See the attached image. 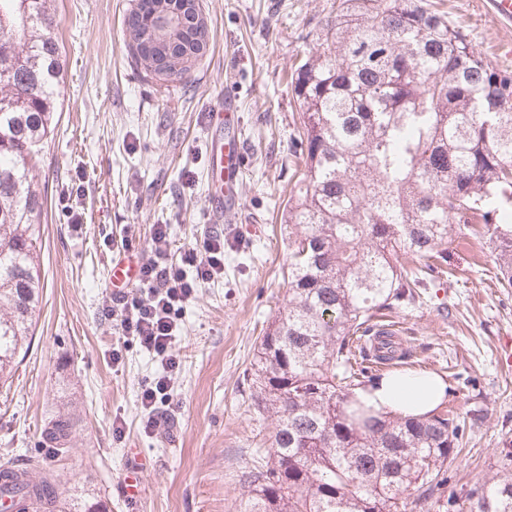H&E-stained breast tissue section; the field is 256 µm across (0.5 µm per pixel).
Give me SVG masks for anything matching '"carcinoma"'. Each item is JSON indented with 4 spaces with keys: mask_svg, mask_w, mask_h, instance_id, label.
Instances as JSON below:
<instances>
[{
    "mask_svg": "<svg viewBox=\"0 0 512 512\" xmlns=\"http://www.w3.org/2000/svg\"><path fill=\"white\" fill-rule=\"evenodd\" d=\"M316 54L291 72L303 169L288 198V299L264 330L252 405L275 419L263 463L247 473L245 512H448V462L463 428L443 412L375 415L355 398L373 365L374 312L415 303V264L445 258L460 227L481 225L501 285L512 288V74L490 67L428 0H336ZM49 0H0V380L10 376L40 310L38 146L61 80ZM133 39L162 30L137 0ZM70 414L44 425L68 452ZM106 512L64 497L42 459L0 455V505L15 512ZM470 512H512V465Z\"/></svg>",
    "mask_w": 512,
    "mask_h": 512,
    "instance_id": "carcinoma-1",
    "label": "carcinoma"
}]
</instances>
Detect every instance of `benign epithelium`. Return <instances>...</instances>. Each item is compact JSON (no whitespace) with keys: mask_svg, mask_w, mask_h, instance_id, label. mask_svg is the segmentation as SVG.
I'll return each instance as SVG.
<instances>
[{"mask_svg":"<svg viewBox=\"0 0 512 512\" xmlns=\"http://www.w3.org/2000/svg\"><path fill=\"white\" fill-rule=\"evenodd\" d=\"M180 5L181 11L178 12L172 9V3L169 0H152V16H169L179 20L182 11L194 14L196 35L193 49L184 53L176 51L182 38V26L180 25L173 29L171 35L154 36L148 40H133L130 43V48L135 55L159 76H165L173 69L192 67L209 44V28L200 10L198 0H182Z\"/></svg>","mask_w":512,"mask_h":512,"instance_id":"7a95c632","label":"benign epithelium"}]
</instances>
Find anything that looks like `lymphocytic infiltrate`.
<instances>
[{
	"mask_svg": "<svg viewBox=\"0 0 512 512\" xmlns=\"http://www.w3.org/2000/svg\"><path fill=\"white\" fill-rule=\"evenodd\" d=\"M151 251L133 289L112 297L108 308L120 339L138 342L163 367L162 374L141 392V405L147 413L144 429L148 432L159 424L156 413L167 403L170 375L180 366L176 343L183 311L198 288L224 276V233L209 230L201 241L175 257L167 225L158 224L151 237Z\"/></svg>",
	"mask_w": 512,
	"mask_h": 512,
	"instance_id": "obj_1",
	"label": "lymphocytic infiltrate"
}]
</instances>
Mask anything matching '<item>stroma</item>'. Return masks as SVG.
<instances>
[{"mask_svg": "<svg viewBox=\"0 0 512 512\" xmlns=\"http://www.w3.org/2000/svg\"><path fill=\"white\" fill-rule=\"evenodd\" d=\"M334 0H201L211 40L184 80L158 79L133 58L122 21L136 0H55L63 81L58 123L44 140L35 184L43 301L29 348L0 386V452L48 460L61 489L99 495L108 512H244L251 470L275 422L252 405L251 373L264 329L284 306L288 244L282 222L298 161L299 112L286 75L312 52L313 30ZM448 21L493 67L512 73V24L486 0H438ZM236 96L247 164L242 203L224 230L223 280L187 305L170 407L144 432L140 393L158 360L118 345L104 308L115 257L151 256L154 225L173 250L214 226L207 203L212 137L207 114ZM446 273L415 304L382 310L397 323L414 370L448 380L445 409L464 421L448 466V492L490 485L512 453V370L500 346L512 336V288L501 287L491 245L454 235ZM68 411L66 458L42 441L46 419ZM125 424L115 436L113 422ZM136 472L138 494L122 495Z\"/></svg>", "mask_w": 512, "mask_h": 512, "instance_id": "stroma-1", "label": "stroma"}]
</instances>
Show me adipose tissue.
I'll list each match as a JSON object with an SVG mask.
<instances>
[{"instance_id":"obj_1","label":"adipose tissue","mask_w":512,"mask_h":512,"mask_svg":"<svg viewBox=\"0 0 512 512\" xmlns=\"http://www.w3.org/2000/svg\"><path fill=\"white\" fill-rule=\"evenodd\" d=\"M447 389L439 377L413 373L398 380L389 376L379 379L358 389L356 397L365 409L376 414L427 416L442 404Z\"/></svg>"}]
</instances>
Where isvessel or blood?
I'll return each mask as SVG.
<instances>
[{
    "label": "vessel or blood",
    "mask_w": 512,
    "mask_h": 512,
    "mask_svg": "<svg viewBox=\"0 0 512 512\" xmlns=\"http://www.w3.org/2000/svg\"><path fill=\"white\" fill-rule=\"evenodd\" d=\"M214 136L208 150V167L213 186L208 193V204L213 217L233 222L241 202V188L246 168V154L240 131V115L234 97H226L223 107L211 114ZM140 258L125 254L112 264L113 293H120L134 280Z\"/></svg>",
    "instance_id": "1"
}]
</instances>
